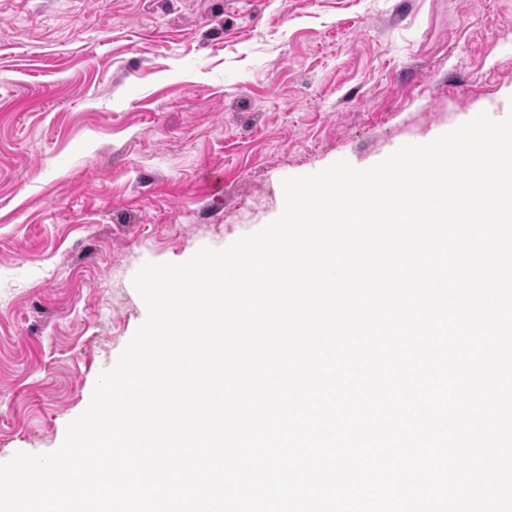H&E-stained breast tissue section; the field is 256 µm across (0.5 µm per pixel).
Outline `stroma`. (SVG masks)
Masks as SVG:
<instances>
[{
  "mask_svg": "<svg viewBox=\"0 0 512 512\" xmlns=\"http://www.w3.org/2000/svg\"><path fill=\"white\" fill-rule=\"evenodd\" d=\"M512 0H0V462L63 442L147 262L512 109Z\"/></svg>",
  "mask_w": 512,
  "mask_h": 512,
  "instance_id": "1",
  "label": "stroma"
}]
</instances>
